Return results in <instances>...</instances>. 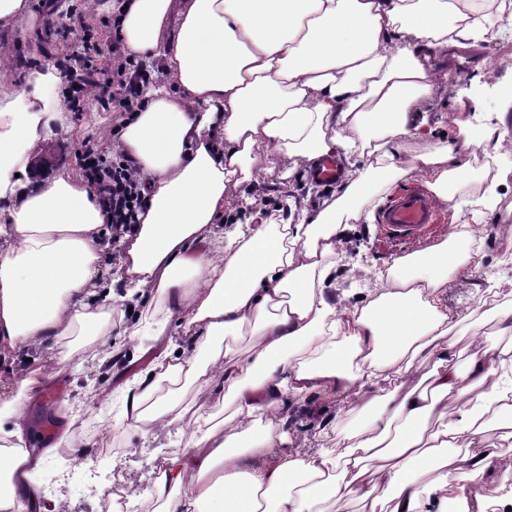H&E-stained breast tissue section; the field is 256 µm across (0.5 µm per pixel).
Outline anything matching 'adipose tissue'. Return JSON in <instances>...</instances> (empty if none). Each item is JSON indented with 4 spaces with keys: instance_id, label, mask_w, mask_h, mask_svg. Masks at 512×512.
I'll list each match as a JSON object with an SVG mask.
<instances>
[{
    "instance_id": "1",
    "label": "adipose tissue",
    "mask_w": 512,
    "mask_h": 512,
    "mask_svg": "<svg viewBox=\"0 0 512 512\" xmlns=\"http://www.w3.org/2000/svg\"><path fill=\"white\" fill-rule=\"evenodd\" d=\"M126 50L158 64L161 80L116 147L145 181L133 231L108 237L109 214L87 180L19 179L21 146L40 138L36 102L53 71L18 76L28 99L0 110V352L84 351L112 331L116 294L152 291L167 306L156 335L169 346L126 385L134 428L189 432L149 493L154 512H447L463 477L488 475L502 498L512 474V308H494L504 344L485 343L466 369L448 357V270L473 251L449 235L376 272L361 308L331 291L344 238L395 182L428 176L453 201L484 142L467 126L428 141L413 116L447 75L432 61L512 25V0H107ZM422 139L409 153L405 140ZM342 153L341 193L322 208L234 222L236 192L257 165L287 171ZM250 335L242 353L228 336ZM432 357L422 370L420 356ZM360 389L368 423L334 449L277 453L287 396ZM0 512H62L29 496L43 456L26 439L21 407L0 382ZM501 430L492 441L490 427Z\"/></svg>"
}]
</instances>
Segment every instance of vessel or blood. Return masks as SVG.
<instances>
[{"label": "vessel or blood", "mask_w": 512, "mask_h": 512, "mask_svg": "<svg viewBox=\"0 0 512 512\" xmlns=\"http://www.w3.org/2000/svg\"><path fill=\"white\" fill-rule=\"evenodd\" d=\"M313 177L328 186L339 181L341 168L333 157L318 161ZM442 221L433 198L415 188L398 193L383 209L379 219V231L388 240L416 239L432 234Z\"/></svg>", "instance_id": "1"}]
</instances>
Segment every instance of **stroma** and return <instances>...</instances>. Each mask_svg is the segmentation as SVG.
Listing matches in <instances>:
<instances>
[{
    "instance_id": "obj_1",
    "label": "stroma",
    "mask_w": 512,
    "mask_h": 512,
    "mask_svg": "<svg viewBox=\"0 0 512 512\" xmlns=\"http://www.w3.org/2000/svg\"><path fill=\"white\" fill-rule=\"evenodd\" d=\"M23 32L14 45L8 65L0 67V83L6 84L15 72L32 68H50L62 62L74 65L81 52L80 44L70 37L55 35L43 17L22 26ZM482 59L469 68L454 69L447 60L436 61L438 71L447 73L448 86L443 94L427 103L433 125L434 140H445L457 132L458 123L482 130L494 129L512 139V34L503 33L479 44ZM49 129L31 153L38 167L28 169L33 178L60 174H81L78 156L85 143L107 145L113 125L121 115L104 110L95 95H88L82 112L55 113ZM290 191L281 194L280 182ZM494 188L500 198L497 212L481 210L472 195ZM247 195L261 200L270 212L282 207L314 210L338 193V186L317 184L309 172L286 174L256 172L254 181L243 187ZM455 206L457 221L446 222L445 230H456L464 236H477L480 267H464L448 273L446 303L449 314L462 324H469L483 303H512V264L502 255L512 252V153L500 157L494 168L474 163L471 184L460 191L454 202H440V209ZM335 294L347 305L368 300L377 287L374 273L387 269L396 260L418 249L432 245L434 237L394 244L383 239L376 223L352 225ZM180 336L156 339L147 327H140L135 339L111 334L101 346L109 354L106 362L87 360L83 364L63 361L56 365L51 377H43L41 367L47 354L41 349H20L0 359V379L15 384L31 380L24 392V414L30 424H38L46 416L56 417L60 431L52 442L39 477L40 487H53L64 495L69 512H103V494L117 484L134 486L143 496L137 512H151L147 498L164 458L185 451L188 437L169 427H159L146 435L127 425L122 415V391L135 374L147 369L155 353L167 344H181ZM58 389L59 398L43 403L46 388ZM106 390L108 399L93 398L96 390ZM288 429L285 445L289 448L315 449L316 435L327 420H334L343 434L359 430L367 421L359 403L345 405L310 396L287 399L283 406ZM112 434V454L98 451L97 436L101 431Z\"/></svg>"
}]
</instances>
